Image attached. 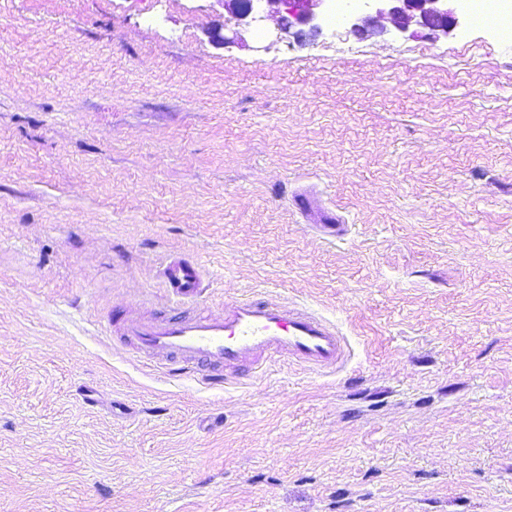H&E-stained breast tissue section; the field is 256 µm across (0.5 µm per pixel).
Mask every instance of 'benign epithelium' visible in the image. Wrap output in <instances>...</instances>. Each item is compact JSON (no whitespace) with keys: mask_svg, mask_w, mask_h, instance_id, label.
<instances>
[{"mask_svg":"<svg viewBox=\"0 0 512 512\" xmlns=\"http://www.w3.org/2000/svg\"><path fill=\"white\" fill-rule=\"evenodd\" d=\"M225 10L238 24L250 25L253 17V0H219ZM269 10L279 13V34H288L292 27L311 26L317 32V23L326 0H265ZM450 0H361L360 6L352 13V30L359 35H368L372 21L383 15L390 17L393 26L405 32L412 26L426 29L432 35L448 34L456 23Z\"/></svg>","mask_w":512,"mask_h":512,"instance_id":"obj_1","label":"benign epithelium"}]
</instances>
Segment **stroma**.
<instances>
[{"label": "stroma", "instance_id": "stroma-1", "mask_svg": "<svg viewBox=\"0 0 512 512\" xmlns=\"http://www.w3.org/2000/svg\"><path fill=\"white\" fill-rule=\"evenodd\" d=\"M233 26L0 0V512H512V41ZM173 256L347 361L169 379L95 323L165 315Z\"/></svg>", "mask_w": 512, "mask_h": 512}]
</instances>
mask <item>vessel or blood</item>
<instances>
[{"mask_svg": "<svg viewBox=\"0 0 512 512\" xmlns=\"http://www.w3.org/2000/svg\"><path fill=\"white\" fill-rule=\"evenodd\" d=\"M159 276L177 309L154 321L110 317L102 329L119 330L141 355L165 361L170 376L197 373L206 384L218 385L227 372L245 365L258 372L276 357L325 371L340 367L348 356L347 341L334 323L294 304L253 296L225 302L217 311L184 314L181 305L196 302L204 291L198 261L171 258Z\"/></svg>", "mask_w": 512, "mask_h": 512, "instance_id": "1", "label": "vessel or blood"}]
</instances>
